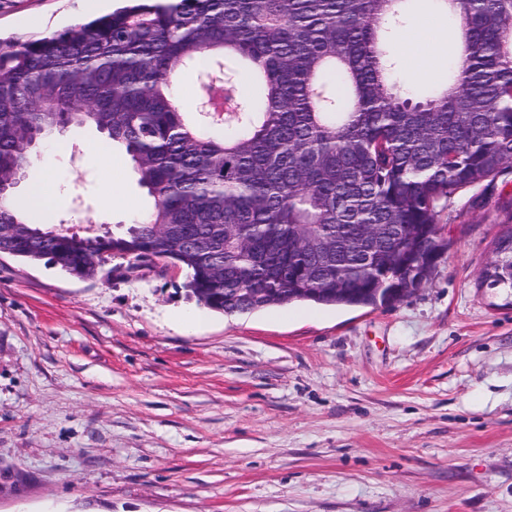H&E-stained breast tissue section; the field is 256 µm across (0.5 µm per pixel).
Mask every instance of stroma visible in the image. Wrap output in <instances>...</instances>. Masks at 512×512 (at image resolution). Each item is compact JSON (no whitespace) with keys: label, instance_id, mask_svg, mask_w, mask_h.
I'll return each instance as SVG.
<instances>
[{"label":"stroma","instance_id":"35a3bbf8","mask_svg":"<svg viewBox=\"0 0 512 512\" xmlns=\"http://www.w3.org/2000/svg\"><path fill=\"white\" fill-rule=\"evenodd\" d=\"M116 6L0 0V37ZM34 167L57 228L116 232L153 204L91 127L54 133ZM510 223L512 168L441 212L448 250L411 296L196 328L165 261L78 279L1 254L0 512H512V291L481 280Z\"/></svg>","mask_w":512,"mask_h":512}]
</instances>
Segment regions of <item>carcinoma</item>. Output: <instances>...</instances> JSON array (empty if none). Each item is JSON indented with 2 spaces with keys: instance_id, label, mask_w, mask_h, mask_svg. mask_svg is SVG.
I'll use <instances>...</instances> for the list:
<instances>
[{
  "instance_id": "cac0c4a2",
  "label": "carcinoma",
  "mask_w": 512,
  "mask_h": 512,
  "mask_svg": "<svg viewBox=\"0 0 512 512\" xmlns=\"http://www.w3.org/2000/svg\"><path fill=\"white\" fill-rule=\"evenodd\" d=\"M410 2L126 0L0 39V182L33 167V135L89 125L153 199L134 230L88 234L28 225L0 197V254L81 279L108 257L161 259L224 314L408 287L437 258L441 204L512 166V0H431L459 17L462 52L418 101L392 79ZM184 66L203 91L194 119L174 93ZM496 254L483 283L512 288L511 224Z\"/></svg>"
}]
</instances>
